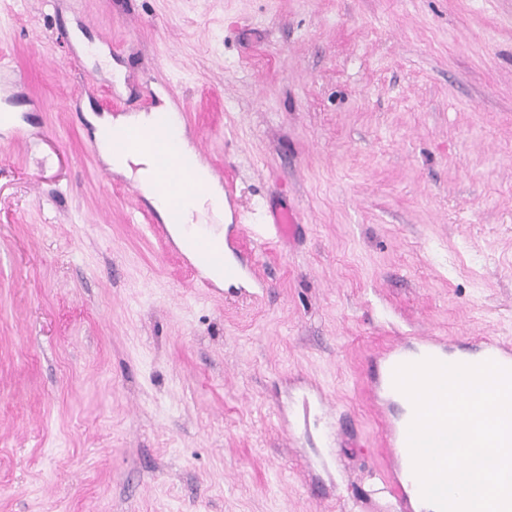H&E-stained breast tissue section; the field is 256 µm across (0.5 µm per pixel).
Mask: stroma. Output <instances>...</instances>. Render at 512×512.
Instances as JSON below:
<instances>
[{
    "instance_id": "stroma-1",
    "label": "stroma",
    "mask_w": 512,
    "mask_h": 512,
    "mask_svg": "<svg viewBox=\"0 0 512 512\" xmlns=\"http://www.w3.org/2000/svg\"><path fill=\"white\" fill-rule=\"evenodd\" d=\"M166 101L265 288L95 151ZM4 111L0 512H393L368 362L512 338V0H0Z\"/></svg>"
}]
</instances>
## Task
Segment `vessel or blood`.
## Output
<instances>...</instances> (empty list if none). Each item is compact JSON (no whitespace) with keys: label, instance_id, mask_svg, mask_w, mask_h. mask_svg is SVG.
<instances>
[{"label":"vessel or blood","instance_id":"vessel-or-blood-1","mask_svg":"<svg viewBox=\"0 0 512 512\" xmlns=\"http://www.w3.org/2000/svg\"><path fill=\"white\" fill-rule=\"evenodd\" d=\"M432 358L447 364H478L491 360L512 369V343L492 336L475 337L467 341H444L433 336H419L408 342L389 347L381 354L369 376V391L378 401L384 415V443L392 455L411 463L408 446L410 417L397 414L400 395L394 385L397 366Z\"/></svg>","mask_w":512,"mask_h":512}]
</instances>
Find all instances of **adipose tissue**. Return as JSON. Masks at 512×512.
<instances>
[{
	"mask_svg": "<svg viewBox=\"0 0 512 512\" xmlns=\"http://www.w3.org/2000/svg\"><path fill=\"white\" fill-rule=\"evenodd\" d=\"M100 156L117 174L132 180L151 202L180 250L215 283L224 281V222L229 206L224 190L190 143L176 113L164 107L119 117L89 114ZM134 131L153 135L159 155H143L127 145ZM178 157L188 183L178 203L166 202L156 177L164 156Z\"/></svg>",
	"mask_w": 512,
	"mask_h": 512,
	"instance_id": "1",
	"label": "adipose tissue"
}]
</instances>
